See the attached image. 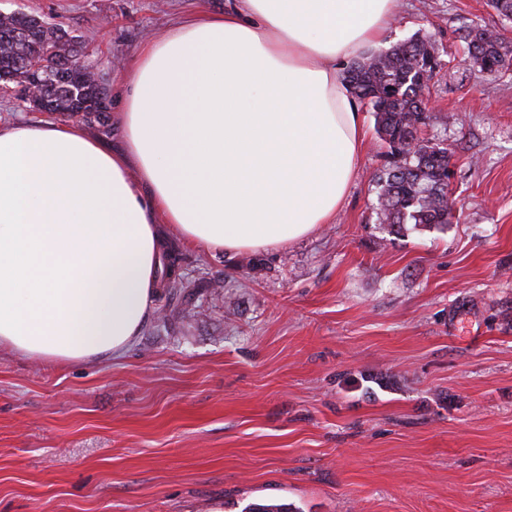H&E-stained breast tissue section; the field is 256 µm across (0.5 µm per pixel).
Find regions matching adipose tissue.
Returning <instances> with one entry per match:
<instances>
[{
	"label": "adipose tissue",
	"mask_w": 512,
	"mask_h": 512,
	"mask_svg": "<svg viewBox=\"0 0 512 512\" xmlns=\"http://www.w3.org/2000/svg\"><path fill=\"white\" fill-rule=\"evenodd\" d=\"M395 0H233L126 66L110 149L75 123L0 125V350L122 354L154 313L168 233L266 252L330 223L364 121L341 69Z\"/></svg>",
	"instance_id": "obj_1"
}]
</instances>
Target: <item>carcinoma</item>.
Segmentation results:
<instances>
[{
    "label": "carcinoma",
    "instance_id": "cac0c4a2",
    "mask_svg": "<svg viewBox=\"0 0 512 512\" xmlns=\"http://www.w3.org/2000/svg\"><path fill=\"white\" fill-rule=\"evenodd\" d=\"M465 61L481 71L497 72L512 64V41L477 21L460 34ZM84 57L78 43L62 30L27 14H0V80L25 93L45 94L52 110L69 116L78 102L96 99L100 86L78 72ZM447 66L436 41L417 36L373 51L350 65L346 79L355 97L373 113L377 131L392 161L376 177L380 223L396 233L411 224L445 226L456 210L449 203L452 184L448 147L420 135L430 119L431 81ZM194 284L175 268V258L161 259L158 288L171 301L192 296ZM245 512H298L291 503H251Z\"/></svg>",
    "mask_w": 512,
    "mask_h": 512
}]
</instances>
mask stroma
Returning <instances> with one entry per match:
<instances>
[{"label": "stroma", "mask_w": 512, "mask_h": 512, "mask_svg": "<svg viewBox=\"0 0 512 512\" xmlns=\"http://www.w3.org/2000/svg\"><path fill=\"white\" fill-rule=\"evenodd\" d=\"M227 0H0L84 43L108 87L147 40ZM487 0H397L383 43L449 63L426 136L448 146L456 217L377 220L372 113L332 223L267 253L172 238L199 287L158 298L120 357L0 353V512H512V70L464 60Z\"/></svg>", "instance_id": "stroma-1"}]
</instances>
